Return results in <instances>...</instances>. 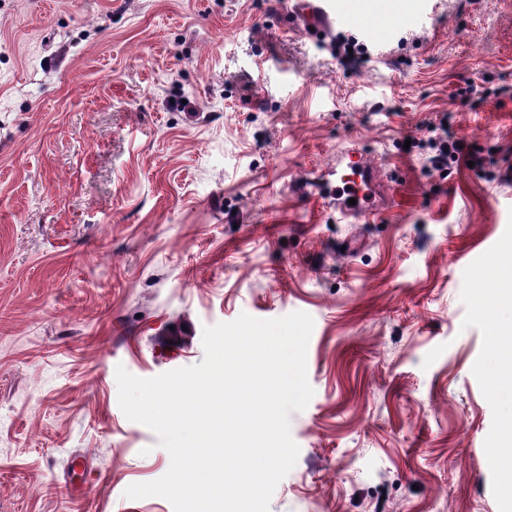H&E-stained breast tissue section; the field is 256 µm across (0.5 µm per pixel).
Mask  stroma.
<instances>
[{"mask_svg": "<svg viewBox=\"0 0 512 512\" xmlns=\"http://www.w3.org/2000/svg\"><path fill=\"white\" fill-rule=\"evenodd\" d=\"M335 3L359 65L281 0H0V512H174L125 495L171 457L117 367L296 311L314 395L268 512H512V0ZM443 117L476 164L429 166ZM352 141L369 224L328 203Z\"/></svg>", "mask_w": 512, "mask_h": 512, "instance_id": "obj_1", "label": "stroma"}]
</instances>
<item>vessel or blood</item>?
Wrapping results in <instances>:
<instances>
[{
    "instance_id": "vessel-or-blood-1",
    "label": "vessel or blood",
    "mask_w": 512,
    "mask_h": 512,
    "mask_svg": "<svg viewBox=\"0 0 512 512\" xmlns=\"http://www.w3.org/2000/svg\"><path fill=\"white\" fill-rule=\"evenodd\" d=\"M288 15L291 28L297 32L328 33L336 24L332 0H294ZM341 165L347 175L336 190V209L349 223H367L378 214L383 203V191L378 169L366 153L357 148H346Z\"/></svg>"
}]
</instances>
